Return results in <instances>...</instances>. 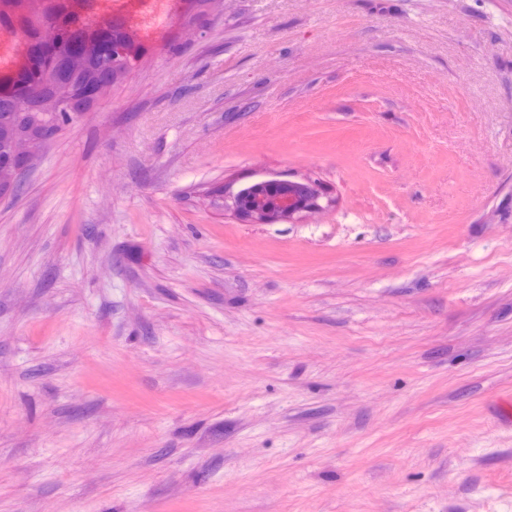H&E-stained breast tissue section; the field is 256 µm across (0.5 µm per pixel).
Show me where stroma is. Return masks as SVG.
<instances>
[{"mask_svg": "<svg viewBox=\"0 0 512 512\" xmlns=\"http://www.w3.org/2000/svg\"><path fill=\"white\" fill-rule=\"evenodd\" d=\"M158 11L0 197V512H512V0ZM284 188L277 196L266 192L269 180L245 185L231 193V208L243 221L256 224H274L294 220L316 213L323 209L320 199L325 197L324 190L317 182L304 180H277ZM321 188V189H320Z\"/></svg>", "mask_w": 512, "mask_h": 512, "instance_id": "obj_1", "label": "stroma"}]
</instances>
